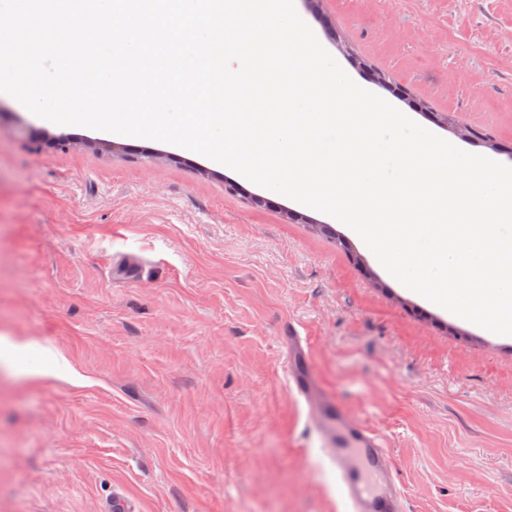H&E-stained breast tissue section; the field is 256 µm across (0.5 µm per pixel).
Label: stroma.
<instances>
[{"instance_id":"obj_1","label":"stroma","mask_w":512,"mask_h":512,"mask_svg":"<svg viewBox=\"0 0 512 512\" xmlns=\"http://www.w3.org/2000/svg\"><path fill=\"white\" fill-rule=\"evenodd\" d=\"M295 7L361 87L512 164V0H321ZM181 147L42 121L0 93V334L50 348L0 371V512H337L289 390L288 327L350 416L385 434L410 512H512V339L400 288L347 226ZM334 225L349 247L319 235ZM134 263V278L114 267Z\"/></svg>"}]
</instances>
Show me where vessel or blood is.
Listing matches in <instances>:
<instances>
[{"instance_id": "b4317fda", "label": "vessel or blood", "mask_w": 512, "mask_h": 512, "mask_svg": "<svg viewBox=\"0 0 512 512\" xmlns=\"http://www.w3.org/2000/svg\"><path fill=\"white\" fill-rule=\"evenodd\" d=\"M286 368L291 393L312 425V443L327 460L345 512H408L384 434L352 419L321 385L305 336L288 328Z\"/></svg>"}]
</instances>
